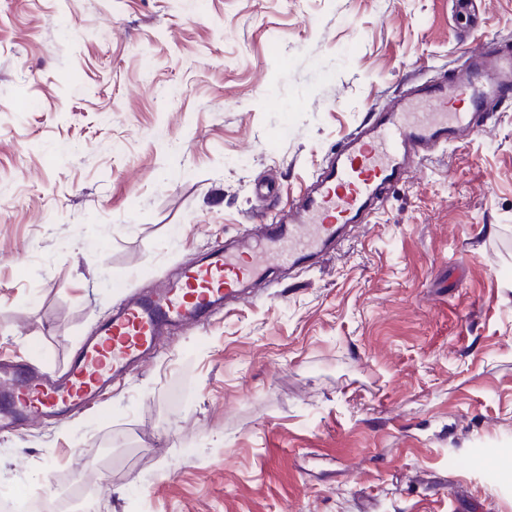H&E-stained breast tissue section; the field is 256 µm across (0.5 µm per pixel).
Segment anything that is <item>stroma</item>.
Returning a JSON list of instances; mask_svg holds the SVG:
<instances>
[{
    "mask_svg": "<svg viewBox=\"0 0 512 512\" xmlns=\"http://www.w3.org/2000/svg\"><path fill=\"white\" fill-rule=\"evenodd\" d=\"M477 2L465 26L451 0H0V354L57 370L126 296L258 237L410 81L512 44V0ZM252 294L93 408L0 434V491L512 512L511 104Z\"/></svg>",
    "mask_w": 512,
    "mask_h": 512,
    "instance_id": "35a3bbf8",
    "label": "stroma"
}]
</instances>
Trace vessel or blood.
I'll list each match as a JSON object with an SVG mask.
<instances>
[{
  "mask_svg": "<svg viewBox=\"0 0 512 512\" xmlns=\"http://www.w3.org/2000/svg\"><path fill=\"white\" fill-rule=\"evenodd\" d=\"M511 99L512 50L497 42L469 52L453 79L411 82L346 136L335 161L257 240L215 247L161 288L120 303L54 374L0 358V429L84 411L153 354L168 329L207 326L264 278L268 264L297 269L325 255L344 228L408 181L413 164L471 136L484 113Z\"/></svg>",
  "mask_w": 512,
  "mask_h": 512,
  "instance_id": "b4317fda",
  "label": "vessel or blood"
}]
</instances>
